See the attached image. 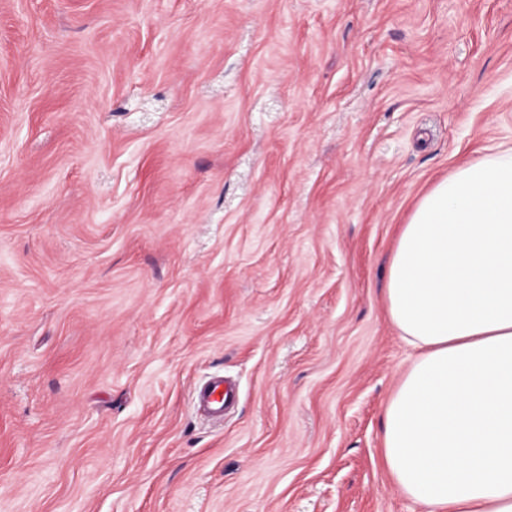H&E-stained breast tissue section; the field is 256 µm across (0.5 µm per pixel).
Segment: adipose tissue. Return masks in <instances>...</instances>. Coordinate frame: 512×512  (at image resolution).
Segmentation results:
<instances>
[{"instance_id":"1","label":"adipose tissue","mask_w":512,"mask_h":512,"mask_svg":"<svg viewBox=\"0 0 512 512\" xmlns=\"http://www.w3.org/2000/svg\"><path fill=\"white\" fill-rule=\"evenodd\" d=\"M384 298L416 352L384 415L397 492L429 512H512V146L420 198Z\"/></svg>"}]
</instances>
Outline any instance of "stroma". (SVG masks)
I'll use <instances>...</instances> for the list:
<instances>
[{
	"instance_id": "35a3bbf8",
	"label": "stroma",
	"mask_w": 512,
	"mask_h": 512,
	"mask_svg": "<svg viewBox=\"0 0 512 512\" xmlns=\"http://www.w3.org/2000/svg\"><path fill=\"white\" fill-rule=\"evenodd\" d=\"M502 142L512 0H0V512H427L386 265ZM194 396L199 410L212 419L220 420L224 416L225 405L235 398V387L224 375H214L195 388Z\"/></svg>"
}]
</instances>
